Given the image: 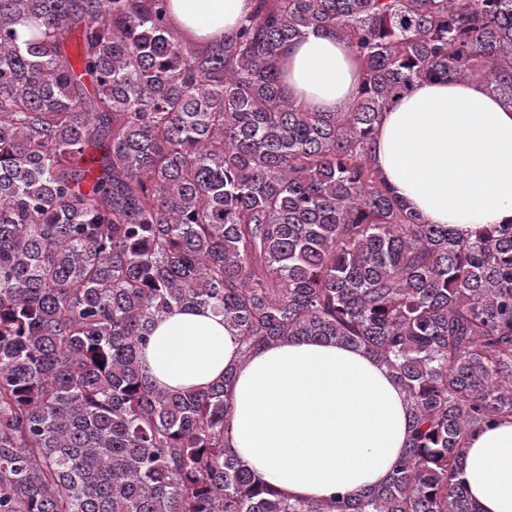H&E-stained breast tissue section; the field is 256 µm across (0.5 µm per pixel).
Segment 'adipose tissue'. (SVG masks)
Listing matches in <instances>:
<instances>
[{"label": "adipose tissue", "instance_id": "ef3b65f1", "mask_svg": "<svg viewBox=\"0 0 512 512\" xmlns=\"http://www.w3.org/2000/svg\"><path fill=\"white\" fill-rule=\"evenodd\" d=\"M255 0H170L186 35L235 34ZM284 94L315 112L347 111L360 65L347 43L311 34L279 60ZM373 160L386 182L429 224L466 234L512 223V106L474 82H421L376 128ZM141 362L158 386L203 389L233 370L230 447L281 492L322 499L363 493L387 479L409 445V404L372 355L333 341L289 340L243 356L209 311L156 322ZM461 477L477 512H512V418L472 434Z\"/></svg>", "mask_w": 512, "mask_h": 512}]
</instances>
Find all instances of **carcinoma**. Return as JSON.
I'll use <instances>...</instances> for the list:
<instances>
[{
	"mask_svg": "<svg viewBox=\"0 0 512 512\" xmlns=\"http://www.w3.org/2000/svg\"><path fill=\"white\" fill-rule=\"evenodd\" d=\"M169 5L0 0V512H476L464 445L512 417V224L425 223L371 142L422 81L512 105V0H256L215 42ZM315 33L361 63L347 112L282 92ZM207 308L246 355L385 365L412 421L390 477L293 499L226 445L233 370L154 384L157 319Z\"/></svg>",
	"mask_w": 512,
	"mask_h": 512,
	"instance_id": "carcinoma-1",
	"label": "carcinoma"
}]
</instances>
